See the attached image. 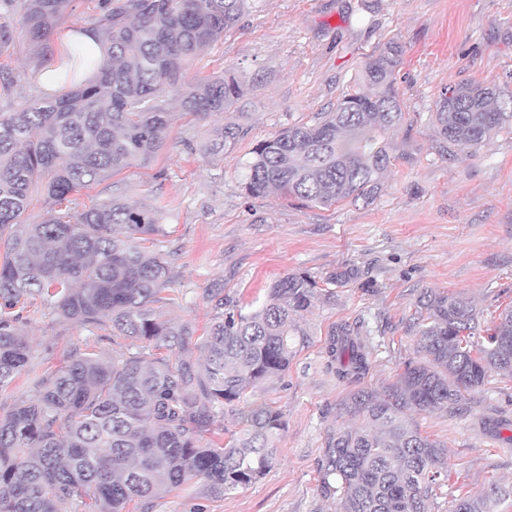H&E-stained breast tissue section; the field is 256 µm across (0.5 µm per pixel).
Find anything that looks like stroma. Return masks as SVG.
I'll return each mask as SVG.
<instances>
[{
    "mask_svg": "<svg viewBox=\"0 0 512 512\" xmlns=\"http://www.w3.org/2000/svg\"><path fill=\"white\" fill-rule=\"evenodd\" d=\"M92 0H73L41 53L17 39L7 63L23 93L39 94L30 75L56 58L57 37L89 26ZM397 42L396 75L406 121L392 138L394 165L373 203L343 201L328 209L296 206L271 193L246 195L243 162L257 142L313 123L353 85L365 54ZM234 73L244 95L228 111L199 118L164 97L175 120L153 162L119 174L126 200L155 208L171 230L159 245L171 263L178 306L164 318L203 327L207 289L248 302L284 274L325 278L357 269L359 282L298 317L307 341L282 378L255 392L282 412L277 459L262 479L221 498L200 485L157 500L153 512H335L324 497L319 464L329 429L357 424L342 409L348 384L327 353L328 333L348 321L367 329L370 369L362 387L382 390L416 356L411 331L424 293L462 294L492 323L512 305V133L462 146L441 157L432 122L441 90L460 82L512 92V0H250L239 24L204 49L191 78ZM247 134L232 152L209 150L227 123ZM372 291H365L364 283ZM36 371L75 350L112 354L111 337L45 313L21 325ZM512 420V380L489 376L457 409L414 414L422 435L448 447V477L433 491L431 512H451L456 498L512 483V442L496 420Z\"/></svg>",
    "mask_w": 512,
    "mask_h": 512,
    "instance_id": "stroma-1",
    "label": "stroma"
}]
</instances>
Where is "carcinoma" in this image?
I'll use <instances>...</instances> for the list:
<instances>
[{"label": "carcinoma", "instance_id": "1", "mask_svg": "<svg viewBox=\"0 0 512 512\" xmlns=\"http://www.w3.org/2000/svg\"><path fill=\"white\" fill-rule=\"evenodd\" d=\"M72 0H0V55L21 36L39 49L67 18ZM248 0H97L90 31L105 46L88 80L61 98L22 97L0 112V392L31 378L29 391L0 417V512H151L156 499L199 483L221 498L274 464L284 430L280 412L249 400L280 378L307 333L295 316L336 297L358 279L338 271L319 282L306 272L274 281L263 299L243 303L208 290L211 322L201 335L165 319L154 305L178 304L167 261L169 236L157 211L126 203L116 182L149 165L164 146L172 113L162 97L205 117L242 95L232 74L184 81L205 47L235 27ZM402 50L375 48L361 64L365 93L348 91L312 125H295L257 143L243 162L245 189L259 198L279 191L289 203L330 208L372 201L391 165L390 140L405 121L395 88ZM440 155L512 131V94L458 83L436 101ZM245 136L239 125L218 133L228 151ZM102 189L91 205L57 207L81 189ZM46 211L27 223L32 188ZM43 310L106 331L120 350L109 359L73 351L63 366L33 375L23 313ZM413 326L418 359L382 392L353 390L343 410L355 427L328 432L321 491L336 512H429L433 486L448 477V450L421 435L411 414L455 409L492 373L512 379V307L481 328L483 312L460 295L424 296ZM328 352L350 385L369 370L359 326L335 324ZM194 346L201 359L193 358ZM238 431L216 433L224 407ZM512 486L493 485L456 500L454 512H495Z\"/></svg>", "mask_w": 512, "mask_h": 512}]
</instances>
